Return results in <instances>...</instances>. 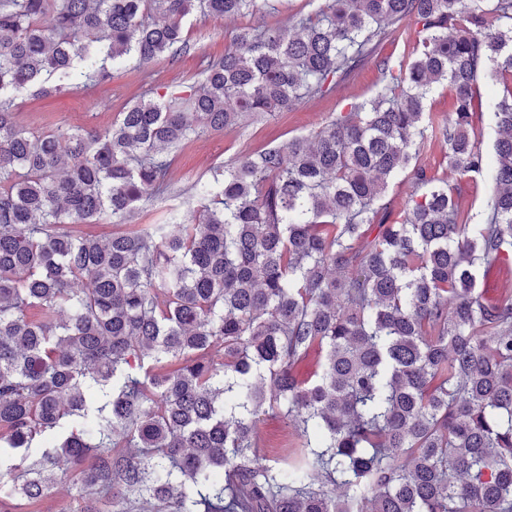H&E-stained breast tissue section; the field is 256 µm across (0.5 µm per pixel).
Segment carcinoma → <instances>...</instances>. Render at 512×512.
<instances>
[{"instance_id": "cac0c4a2", "label": "carcinoma", "mask_w": 512, "mask_h": 512, "mask_svg": "<svg viewBox=\"0 0 512 512\" xmlns=\"http://www.w3.org/2000/svg\"><path fill=\"white\" fill-rule=\"evenodd\" d=\"M256 7L0 0V512L43 501L58 471L80 512L109 495L113 512H512V296L479 288L512 262V0H321L238 29L185 94L104 127L34 132L12 110L52 80L175 56L196 10ZM408 21L413 50L379 64L374 97L216 167L178 231L134 223L171 191L181 145L323 95ZM444 84L455 107L435 122ZM424 140L490 186L484 223L418 164ZM103 214L110 238L74 231ZM270 412L294 439L273 461ZM471 120L480 147L489 158H492L495 143L493 114L487 112L484 108L481 109L479 106L473 112ZM411 191V184L407 181L392 183L387 192L386 200H390L393 218L400 220L407 197ZM260 431L268 448H279L288 435V423L280 415L266 414L261 417Z\"/></svg>"}]
</instances>
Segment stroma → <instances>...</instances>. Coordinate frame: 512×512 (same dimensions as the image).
I'll return each mask as SVG.
<instances>
[{"label":"stroma","mask_w":512,"mask_h":512,"mask_svg":"<svg viewBox=\"0 0 512 512\" xmlns=\"http://www.w3.org/2000/svg\"><path fill=\"white\" fill-rule=\"evenodd\" d=\"M314 8L313 0H282L274 13L260 10L235 19L193 14L184 26L187 50L176 58L142 66L131 60L114 71L107 83L18 98L14 102L17 119L33 131L106 125L133 98L177 95L196 84L207 63L223 54L235 29L288 25ZM404 52L402 43L385 40L378 49L377 60L366 62L332 92L302 100L291 111L251 119L234 131L208 133L182 146L173 172V192L145 202L137 216L138 223L153 224L167 218L175 224L189 221L193 187L206 182L214 167L233 162L241 153L280 145L293 136L316 130L336 113L347 111L350 103L371 98L381 87L378 59L396 61Z\"/></svg>","instance_id":"stroma-1"}]
</instances>
